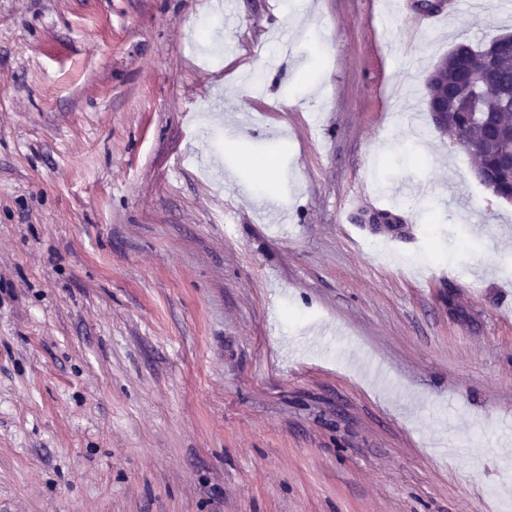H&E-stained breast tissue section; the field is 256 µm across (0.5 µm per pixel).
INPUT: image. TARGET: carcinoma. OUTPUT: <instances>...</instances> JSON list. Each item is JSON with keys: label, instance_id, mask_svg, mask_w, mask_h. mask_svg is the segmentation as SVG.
I'll return each mask as SVG.
<instances>
[{"label": "carcinoma", "instance_id": "cac0c4a2", "mask_svg": "<svg viewBox=\"0 0 512 512\" xmlns=\"http://www.w3.org/2000/svg\"><path fill=\"white\" fill-rule=\"evenodd\" d=\"M472 44L460 42L448 52V131L463 137L468 154L489 170L497 190L512 194V167L502 158L512 152V113L503 106L512 101V53L497 47L494 41L479 47L494 56L495 70L486 74L485 66L475 62ZM468 112H484L488 120L465 124Z\"/></svg>", "mask_w": 512, "mask_h": 512}]
</instances>
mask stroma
Wrapping results in <instances>:
<instances>
[{
  "instance_id": "obj_1",
  "label": "stroma",
  "mask_w": 512,
  "mask_h": 512,
  "mask_svg": "<svg viewBox=\"0 0 512 512\" xmlns=\"http://www.w3.org/2000/svg\"><path fill=\"white\" fill-rule=\"evenodd\" d=\"M312 2L0 0V512H512V13ZM495 38L481 47H474L469 42L456 44L440 60L450 57L448 65L444 62L435 67L427 79L431 84L442 80V71L448 66V87L453 89V93L448 95V112L446 97L430 99L429 90L426 107L429 112L430 99V112L437 125L442 124L444 112L448 113V131L455 139L459 134L463 136L468 147L466 152L477 160L478 166L491 172L500 193H510L512 197V167L501 161L512 151V104L509 107L511 112H502L503 106L512 101V53L508 52L512 51V41L509 37L503 39L502 46L508 50L504 51L497 47ZM470 48L494 56L493 73L486 74L485 65L475 62ZM465 71L469 72L468 80L461 77ZM467 112H484L488 120L465 126ZM455 141L464 148L459 139Z\"/></svg>"
}]
</instances>
